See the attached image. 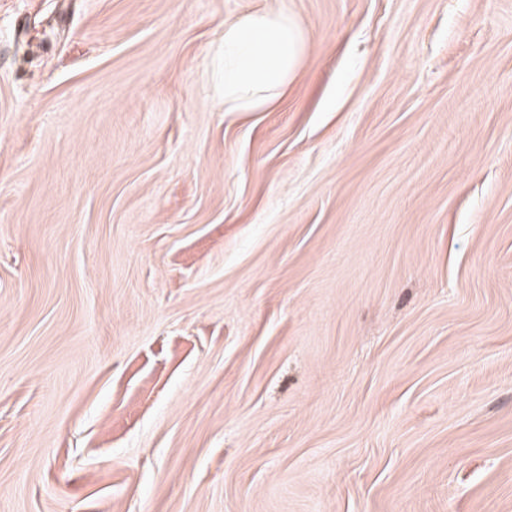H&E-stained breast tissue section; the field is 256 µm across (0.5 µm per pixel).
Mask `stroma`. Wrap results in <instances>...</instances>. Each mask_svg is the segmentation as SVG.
<instances>
[{
    "label": "stroma",
    "mask_w": 512,
    "mask_h": 512,
    "mask_svg": "<svg viewBox=\"0 0 512 512\" xmlns=\"http://www.w3.org/2000/svg\"><path fill=\"white\" fill-rule=\"evenodd\" d=\"M0 512H512V0H0ZM306 48L304 27L287 9L247 12L225 22L220 56L225 111L269 109L296 80Z\"/></svg>",
    "instance_id": "stroma-1"
}]
</instances>
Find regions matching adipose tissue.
I'll return each instance as SVG.
<instances>
[{
	"instance_id": "ef3b65f1",
	"label": "adipose tissue",
	"mask_w": 512,
	"mask_h": 512,
	"mask_svg": "<svg viewBox=\"0 0 512 512\" xmlns=\"http://www.w3.org/2000/svg\"><path fill=\"white\" fill-rule=\"evenodd\" d=\"M307 48V35L285 9L239 15L224 25L220 75L224 109L262 112L296 80Z\"/></svg>"
}]
</instances>
